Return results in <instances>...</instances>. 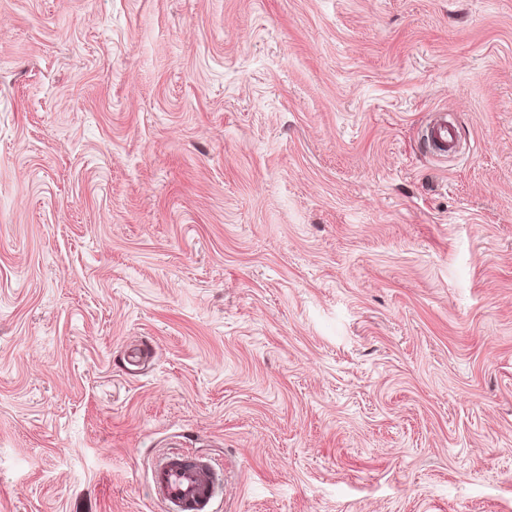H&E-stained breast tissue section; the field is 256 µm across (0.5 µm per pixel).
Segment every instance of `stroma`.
<instances>
[{"instance_id": "obj_1", "label": "stroma", "mask_w": 512, "mask_h": 512, "mask_svg": "<svg viewBox=\"0 0 512 512\" xmlns=\"http://www.w3.org/2000/svg\"><path fill=\"white\" fill-rule=\"evenodd\" d=\"M184 449L214 512H512V0H0V512ZM426 138L437 157L452 156L457 152V138L454 126L447 118L433 122L426 131Z\"/></svg>"}]
</instances>
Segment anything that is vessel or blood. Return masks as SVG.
Here are the masks:
<instances>
[{
    "label": "vessel or blood",
    "instance_id": "b4317fda",
    "mask_svg": "<svg viewBox=\"0 0 512 512\" xmlns=\"http://www.w3.org/2000/svg\"><path fill=\"white\" fill-rule=\"evenodd\" d=\"M426 138L436 156L448 157L457 151L455 129L447 119L433 122ZM223 486V468L212 458L190 451L158 457L149 480V492L163 512H210Z\"/></svg>",
    "mask_w": 512,
    "mask_h": 512
}]
</instances>
